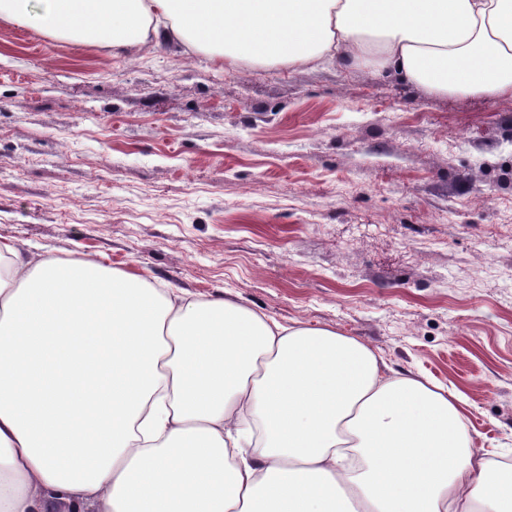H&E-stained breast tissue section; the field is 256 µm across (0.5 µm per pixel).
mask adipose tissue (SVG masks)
I'll return each mask as SVG.
<instances>
[{
	"label": "adipose tissue",
	"instance_id": "adipose-tissue-1",
	"mask_svg": "<svg viewBox=\"0 0 512 512\" xmlns=\"http://www.w3.org/2000/svg\"><path fill=\"white\" fill-rule=\"evenodd\" d=\"M0 18L115 56L177 41L512 93V0H0ZM490 464L447 390L353 337L0 245V512H512Z\"/></svg>",
	"mask_w": 512,
	"mask_h": 512
}]
</instances>
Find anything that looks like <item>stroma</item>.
<instances>
[{"mask_svg":"<svg viewBox=\"0 0 512 512\" xmlns=\"http://www.w3.org/2000/svg\"><path fill=\"white\" fill-rule=\"evenodd\" d=\"M0 243L334 329L512 466V94L0 20Z\"/></svg>","mask_w":512,"mask_h":512,"instance_id":"stroma-1","label":"stroma"}]
</instances>
